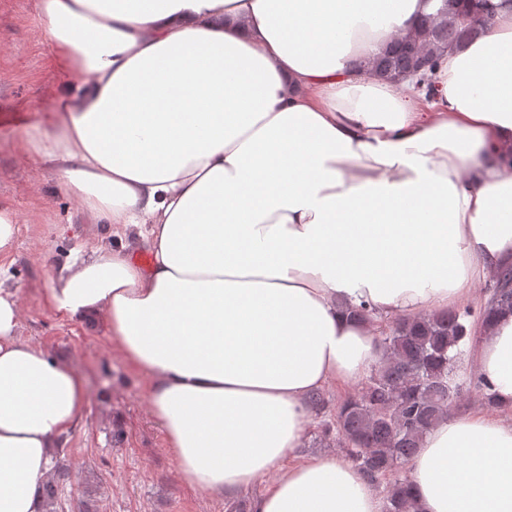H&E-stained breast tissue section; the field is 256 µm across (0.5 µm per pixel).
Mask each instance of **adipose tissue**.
Segmentation results:
<instances>
[{
	"instance_id": "1",
	"label": "adipose tissue",
	"mask_w": 512,
	"mask_h": 512,
	"mask_svg": "<svg viewBox=\"0 0 512 512\" xmlns=\"http://www.w3.org/2000/svg\"><path fill=\"white\" fill-rule=\"evenodd\" d=\"M430 0H42L60 60L26 155L152 259L94 248L46 285L100 319L202 494L267 477L253 512H382L333 456L295 461L310 399L381 358L371 326L469 297L512 261V11L446 51L425 93L369 63ZM0 269V512H35L50 451L87 405L20 339ZM495 413L432 428L417 512H512V314L472 355Z\"/></svg>"
}]
</instances>
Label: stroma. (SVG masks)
I'll use <instances>...</instances> for the list:
<instances>
[{
  "instance_id": "35a3bbf8",
  "label": "stroma",
  "mask_w": 512,
  "mask_h": 512,
  "mask_svg": "<svg viewBox=\"0 0 512 512\" xmlns=\"http://www.w3.org/2000/svg\"><path fill=\"white\" fill-rule=\"evenodd\" d=\"M40 0H0V202L17 219L15 244L0 260L20 309L23 340L64 360L81 379L88 403L77 427L53 460L68 465L58 512H238L264 494L258 480L234 497L200 494L182 482L174 456L144 397L147 379L114 350L101 320L73 321L43 302L44 286L75 252L103 245L127 246L133 256L145 244L121 241L111 228L94 223L40 164L22 160L21 130L37 121L57 88L59 61L41 31Z\"/></svg>"
}]
</instances>
